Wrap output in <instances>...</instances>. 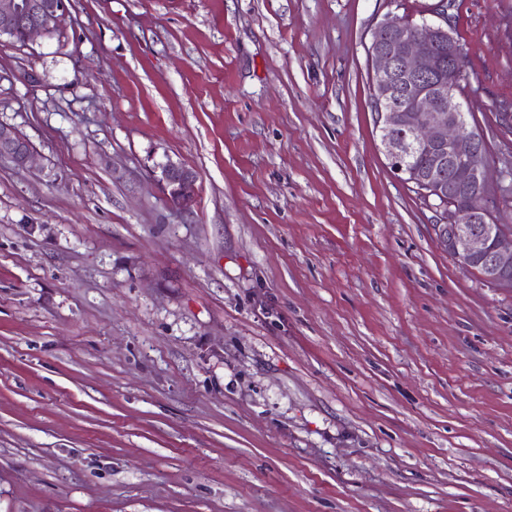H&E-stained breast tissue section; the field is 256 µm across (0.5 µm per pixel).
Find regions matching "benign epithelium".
I'll return each mask as SVG.
<instances>
[{"mask_svg": "<svg viewBox=\"0 0 512 512\" xmlns=\"http://www.w3.org/2000/svg\"><path fill=\"white\" fill-rule=\"evenodd\" d=\"M68 5L69 0H0V37L20 35L27 43L49 35ZM453 7L449 0H440L437 23L388 14L375 24L369 47L371 99L378 107L377 127L391 171L437 202L448 200L442 175L446 167L465 198L462 206L448 204L447 221L438 225L440 242L485 283L512 292V225L498 219L508 201L489 166L485 137L471 126L459 99L462 52L451 24ZM438 43L448 45V57L432 51ZM419 151L435 155L434 170L412 166L411 156ZM32 156L31 146L15 128L0 123V157L24 167ZM157 168L170 202L191 210L195 173L170 158Z\"/></svg>", "mask_w": 512, "mask_h": 512, "instance_id": "obj_1", "label": "benign epithelium"}]
</instances>
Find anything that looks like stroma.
Here are the masks:
<instances>
[{
  "mask_svg": "<svg viewBox=\"0 0 512 512\" xmlns=\"http://www.w3.org/2000/svg\"><path fill=\"white\" fill-rule=\"evenodd\" d=\"M438 0H71L0 38V512H512V294L371 109ZM512 193V0H455ZM196 174L184 212L154 172ZM33 150L15 128L0 123V157L11 158L18 166L31 162Z\"/></svg>",
  "mask_w": 512,
  "mask_h": 512,
  "instance_id": "1",
  "label": "stroma"
}]
</instances>
